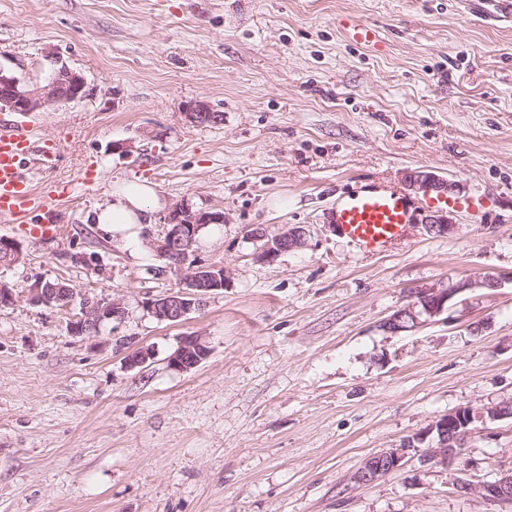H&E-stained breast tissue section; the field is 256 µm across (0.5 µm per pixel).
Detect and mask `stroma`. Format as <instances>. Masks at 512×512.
<instances>
[{
  "label": "stroma",
  "instance_id": "stroma-1",
  "mask_svg": "<svg viewBox=\"0 0 512 512\" xmlns=\"http://www.w3.org/2000/svg\"><path fill=\"white\" fill-rule=\"evenodd\" d=\"M494 2L0 0L1 67L40 83L52 52L91 88L0 114L51 148L29 164L35 188L74 184L52 240L0 223L25 255L0 265L18 293L0 307V512H512L456 489L512 469L510 418L476 422L449 465L414 457L352 480L444 415L512 401V20L483 21ZM344 18L378 44L350 43ZM197 102L223 122H187ZM88 167L90 192L77 183ZM409 170L483 205L451 212L453 234L417 223L364 255L332 222L337 200L402 187ZM121 181L224 214L193 258L224 267L226 284L183 323L144 303L184 275L91 220ZM288 225L307 228L306 246L258 261L264 235ZM483 276L500 288L381 330L412 289ZM40 279L120 302L125 317L72 335V309L24 296ZM187 335L209 355L178 372L168 358ZM140 346L153 359L128 366ZM417 435L412 441H408L401 448H387L369 456L359 469L353 474L352 479L358 485H369L390 474L401 471L408 460V451L413 448L414 440L421 442L423 437Z\"/></svg>",
  "mask_w": 512,
  "mask_h": 512
}]
</instances>
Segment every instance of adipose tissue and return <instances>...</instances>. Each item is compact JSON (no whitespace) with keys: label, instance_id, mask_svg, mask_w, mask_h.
I'll list each match as a JSON object with an SVG mask.
<instances>
[{"label":"adipose tissue","instance_id":"ef3b65f1","mask_svg":"<svg viewBox=\"0 0 512 512\" xmlns=\"http://www.w3.org/2000/svg\"><path fill=\"white\" fill-rule=\"evenodd\" d=\"M111 196V202L98 208L93 216L98 229L108 236L128 225L149 223L152 212L165 205L153 184L144 181L118 183Z\"/></svg>","mask_w":512,"mask_h":512}]
</instances>
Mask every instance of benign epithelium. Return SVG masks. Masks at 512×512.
<instances>
[{"instance_id": "7a95c632", "label": "benign epithelium", "mask_w": 512, "mask_h": 512, "mask_svg": "<svg viewBox=\"0 0 512 512\" xmlns=\"http://www.w3.org/2000/svg\"><path fill=\"white\" fill-rule=\"evenodd\" d=\"M90 94L84 75L71 68L60 58L53 60L47 79L42 84H30L18 78L14 73L0 66V112L30 113L47 110L53 106L83 99ZM186 120L193 124L212 123L221 120L220 113L213 111L204 103L187 107ZM405 185L416 192L428 194L432 191L452 193L455 184L425 170H410L404 176ZM163 223L167 225L164 236L153 245L158 256L168 260L178 270L188 269L186 290L170 293L146 302L147 311L159 322L178 324L194 310L201 309L206 298L224 289L227 279L222 266H196L190 260L193 246L199 234L211 224L224 223V214L219 212L194 211L185 203H177L165 215ZM424 228L435 235L450 234L455 225L443 215L430 216ZM307 229L303 226L286 227L267 237L257 259L271 263L281 255L297 251L306 246ZM0 254L5 256L9 265L24 260L22 247L12 239H0ZM499 283L493 278L482 280L462 279L448 282V286H430L418 288L412 293L413 301L395 311L381 323L382 330L391 335L413 330L439 316L445 305L454 296L474 288H497ZM74 295V291L52 288L44 280H38L25 288L28 300L34 305L53 306L58 302L60 293ZM124 315L121 304L114 301L81 299L79 311L70 323L74 335L95 332L106 320L120 319ZM209 354L208 348L197 336H184L176 350L169 356L168 363L176 371H188L197 367ZM512 416L509 405L499 404L475 412L461 408L445 415L426 430V434H435L436 447L419 456L422 464L441 463L455 460L460 454L466 437L472 431L474 422L488 418L499 420ZM412 442L399 448L383 449L369 456L352 479L358 485H369L383 477L401 471L407 463L408 451ZM482 494L490 500L512 499V471H506L490 482L479 486Z\"/></svg>"}]
</instances>
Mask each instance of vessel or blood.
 Returning a JSON list of instances; mask_svg holds the SVG:
<instances>
[{"label": "vessel or blood", "instance_id": "1", "mask_svg": "<svg viewBox=\"0 0 512 512\" xmlns=\"http://www.w3.org/2000/svg\"><path fill=\"white\" fill-rule=\"evenodd\" d=\"M32 151L26 128L0 123V219L24 221L27 235L49 239L54 235L55 224H31L27 218L37 212L51 213L63 194L53 188L35 194L24 172ZM416 214L415 203L397 188L366 184L337 204L334 219L356 247L381 253L405 238Z\"/></svg>", "mask_w": 512, "mask_h": 512}]
</instances>
